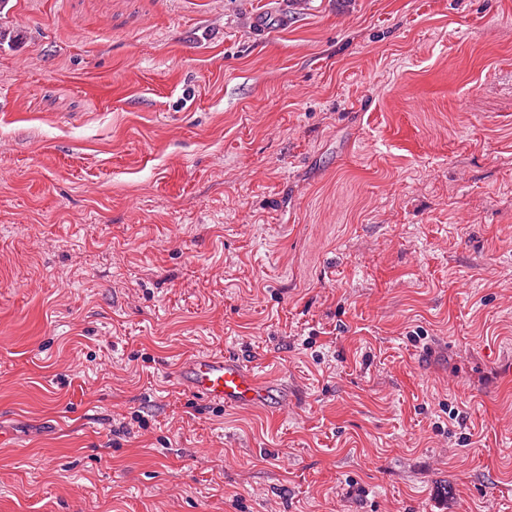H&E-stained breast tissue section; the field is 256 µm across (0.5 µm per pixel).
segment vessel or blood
I'll list each match as a JSON object with an SVG mask.
<instances>
[{
	"label": "vessel or blood",
	"instance_id": "b4317fda",
	"mask_svg": "<svg viewBox=\"0 0 512 512\" xmlns=\"http://www.w3.org/2000/svg\"><path fill=\"white\" fill-rule=\"evenodd\" d=\"M178 379L184 389L225 405H265L275 398L273 385L262 381L242 359L221 353L184 359Z\"/></svg>",
	"mask_w": 512,
	"mask_h": 512
}]
</instances>
